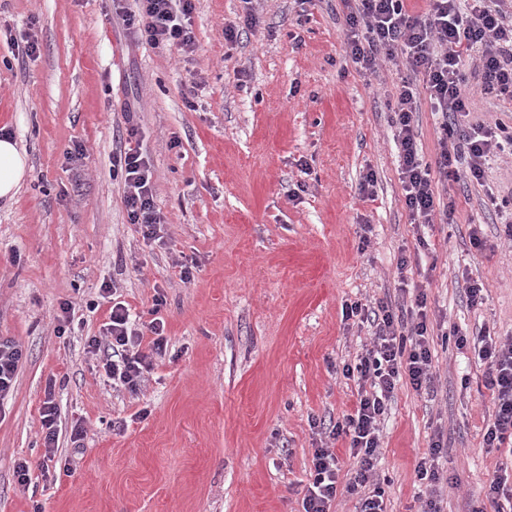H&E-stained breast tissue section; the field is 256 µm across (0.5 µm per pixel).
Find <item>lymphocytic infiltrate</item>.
<instances>
[{
  "label": "lymphocytic infiltrate",
  "instance_id": "obj_1",
  "mask_svg": "<svg viewBox=\"0 0 512 512\" xmlns=\"http://www.w3.org/2000/svg\"><path fill=\"white\" fill-rule=\"evenodd\" d=\"M135 11L123 22L135 38L152 47H168L181 55L193 53V0H136ZM344 48L361 68L376 72L383 59L401 53L414 77H422L432 109L440 114L443 135L434 163L420 155L415 129L417 88L402 81L392 109L394 142L400 162L404 205L414 224L432 223L436 212L435 180H482L486 158L504 146L491 128L470 123L474 93L512 99V0H429L426 12L412 14L404 0H356L345 16ZM474 62L481 81L470 85L466 62ZM468 155V170L457 163ZM112 174L121 178L130 223L140 225L143 237L160 239L164 218L152 192L153 173L140 145L128 144L112 157ZM344 317L369 325L370 346L343 374L356 378L357 400L328 431L330 441L344 438L355 461L347 481H340V461L328 445L314 449L310 482L302 498L303 512H332L337 496L357 497L359 512H386L385 490L375 480L381 422L399 383L414 391L430 390L432 352L428 333L426 295L392 307L384 302L347 305ZM161 318L141 330L123 302L113 303L103 336L87 340L89 351H104L102 368L113 386L138 393L156 361L165 355L168 339ZM478 357L485 365L486 385L494 396L492 418L484 433L490 448L512 449V339H481Z\"/></svg>",
  "mask_w": 512,
  "mask_h": 512
}]
</instances>
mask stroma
<instances>
[{
	"instance_id": "1",
	"label": "stroma",
	"mask_w": 512,
	"mask_h": 512,
	"mask_svg": "<svg viewBox=\"0 0 512 512\" xmlns=\"http://www.w3.org/2000/svg\"><path fill=\"white\" fill-rule=\"evenodd\" d=\"M119 6L136 4L0 0V128L30 167L16 199L0 201V340L23 351L0 400V512H302L321 444L311 422L351 411L358 386L342 367L369 343L343 307H396L406 290L427 296L435 382L428 395L398 386L385 415L387 512H419L415 467L439 435L445 512H470L496 477L512 483V454L483 441L484 367L449 338L512 337V156L488 158L481 182L440 184L452 223L416 228L390 110L409 72L399 56L375 75L352 61L342 0H195L186 58L136 41ZM250 11L256 27L226 41L225 22ZM415 120L434 163L441 119L427 93ZM132 126L165 220L160 244L129 223L112 177ZM473 280L484 293L474 307ZM109 283L141 323L160 315L169 338L136 395L112 389L87 349L108 320ZM77 425L88 431L79 449ZM55 415H56V405L53 400V396H46L45 401L43 402L42 408V427H44L47 431L43 438L44 440V448H46V456L47 458H54V445L56 438V430L54 428L55 425Z\"/></svg>"
}]
</instances>
